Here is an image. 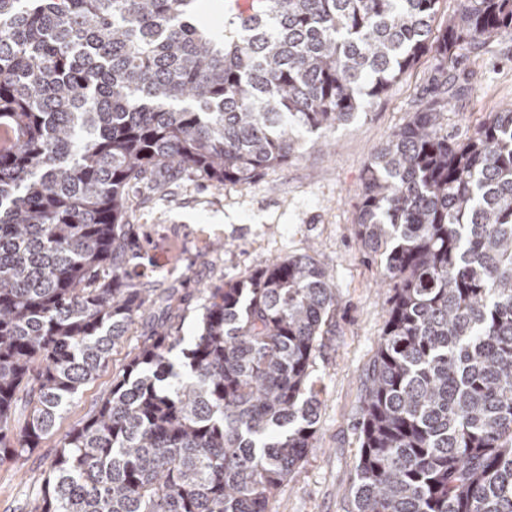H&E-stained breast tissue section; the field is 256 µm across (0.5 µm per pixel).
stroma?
Masks as SVG:
<instances>
[{"instance_id":"stroma-1","label":"stroma","mask_w":512,"mask_h":512,"mask_svg":"<svg viewBox=\"0 0 512 512\" xmlns=\"http://www.w3.org/2000/svg\"><path fill=\"white\" fill-rule=\"evenodd\" d=\"M432 67L431 56L422 57L326 136L301 132L296 156L249 184L218 190L186 177L163 195L135 200L129 220L138 257L128 272L152 288V318L129 327L111 350L106 372L64 412L61 429L99 402L152 327L171 323L173 335L192 342L202 328L208 289L276 259L308 255L334 276L336 326L324 337L311 374L320 401L315 447L269 512H354L349 489L361 446L363 376L384 330L389 296L382 264L357 239V206L371 151L410 120ZM456 74L463 89L449 91L452 108L440 123L443 133L462 141L491 113L512 105V40L463 52ZM58 445L53 436L19 462L0 464V512H29Z\"/></svg>"}]
</instances>
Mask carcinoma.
<instances>
[{
  "mask_svg": "<svg viewBox=\"0 0 512 512\" xmlns=\"http://www.w3.org/2000/svg\"><path fill=\"white\" fill-rule=\"evenodd\" d=\"M0 0V463L58 431L150 294L129 197L246 185L297 132L346 123L425 54L430 87L364 170L357 238L387 321L365 374L355 512H512V108L441 133L458 51L512 39V0ZM333 278L285 257L162 325L61 438L30 512H268L314 448ZM199 1L198 21L223 28L224 25V1L225 0H197Z\"/></svg>",
  "mask_w": 512,
  "mask_h": 512,
  "instance_id": "obj_1",
  "label": "carcinoma"
}]
</instances>
